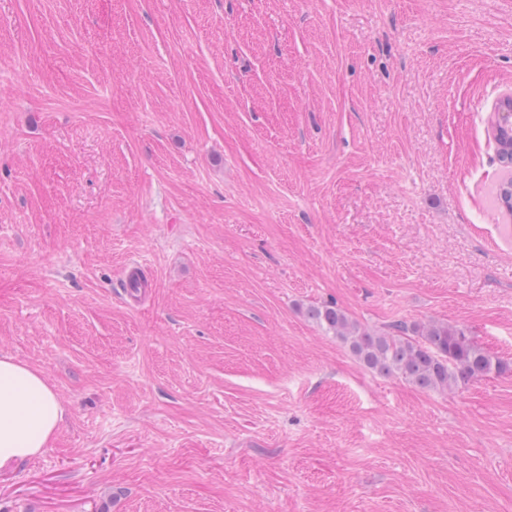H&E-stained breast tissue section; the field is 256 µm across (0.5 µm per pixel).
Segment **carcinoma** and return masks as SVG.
Instances as JSON below:
<instances>
[{"mask_svg": "<svg viewBox=\"0 0 512 512\" xmlns=\"http://www.w3.org/2000/svg\"><path fill=\"white\" fill-rule=\"evenodd\" d=\"M491 134L501 166L512 168V122L499 121ZM495 200L512 216V179L496 186ZM307 315L347 345L366 368L421 389L448 390L492 373L512 375L511 360L489 354L462 327L430 320L395 323L376 332L353 321L333 303L312 305Z\"/></svg>", "mask_w": 512, "mask_h": 512, "instance_id": "obj_1", "label": "carcinoma"}]
</instances>
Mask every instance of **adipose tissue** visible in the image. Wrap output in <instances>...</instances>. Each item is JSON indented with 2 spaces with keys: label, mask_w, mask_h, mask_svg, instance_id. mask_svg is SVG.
Instances as JSON below:
<instances>
[{
  "label": "adipose tissue",
  "mask_w": 512,
  "mask_h": 512,
  "mask_svg": "<svg viewBox=\"0 0 512 512\" xmlns=\"http://www.w3.org/2000/svg\"><path fill=\"white\" fill-rule=\"evenodd\" d=\"M62 416L52 387L38 370L0 356V471L42 454Z\"/></svg>",
  "instance_id": "ef3b65f1"
}]
</instances>
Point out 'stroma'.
I'll list each match as a JSON object with an SVG mask.
<instances>
[{
    "mask_svg": "<svg viewBox=\"0 0 512 512\" xmlns=\"http://www.w3.org/2000/svg\"><path fill=\"white\" fill-rule=\"evenodd\" d=\"M510 91L512 0H0V355L65 411L0 512H512V375L304 313L512 359ZM499 162L504 168H512V121L500 120L491 131ZM307 315L347 345L366 368L421 389L448 390L492 373L512 375L511 360L489 354L462 327L430 320L395 323L376 332L333 303L309 306Z\"/></svg>",
    "mask_w": 512,
    "mask_h": 512,
    "instance_id": "35a3bbf8",
    "label": "stroma"
}]
</instances>
